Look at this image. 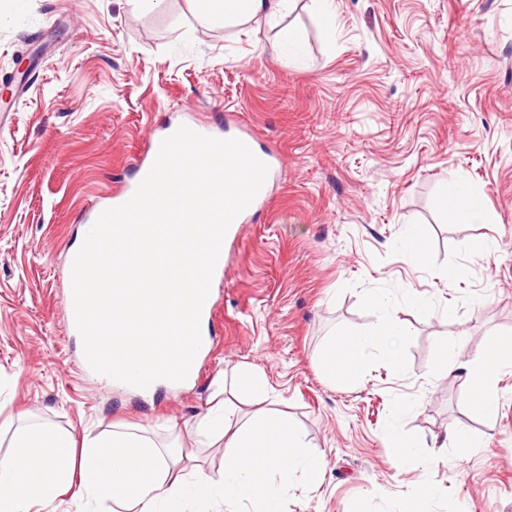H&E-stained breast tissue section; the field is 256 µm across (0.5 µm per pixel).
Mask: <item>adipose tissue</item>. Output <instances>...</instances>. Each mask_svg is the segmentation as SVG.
Segmentation results:
<instances>
[{"label":"adipose tissue","instance_id":"adipose-tissue-1","mask_svg":"<svg viewBox=\"0 0 512 512\" xmlns=\"http://www.w3.org/2000/svg\"><path fill=\"white\" fill-rule=\"evenodd\" d=\"M197 9L225 25H243L262 19L279 23L280 62L304 67L311 48L304 32L283 24L294 0H195ZM449 217L462 221L486 219L482 198L465 183L448 184L436 201ZM365 304L378 311L366 331L334 339L320 355L323 372L352 382L371 352L399 364L395 343L408 335V326L388 314L394 300L368 294ZM464 341L456 337L441 348L436 371L456 375L471 395L472 417L495 414L498 405L497 371L512 365V337L496 336L480 355L459 360L455 354ZM224 440V475L213 480L202 472L173 473L162 449L130 431L88 436L81 452L69 438L51 428L29 425L16 428L8 452L0 454V512H37L38 506L69 494L78 501H112L125 512H183L191 502L202 508L224 503L243 512H282V499L294 477L305 486L321 484L322 460L306 451L303 434L287 418L265 410L245 421L223 403H216L197 426Z\"/></svg>","mask_w":512,"mask_h":512}]
</instances>
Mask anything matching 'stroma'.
I'll return each mask as SVG.
<instances>
[{
  "label": "stroma",
  "mask_w": 512,
  "mask_h": 512,
  "mask_svg": "<svg viewBox=\"0 0 512 512\" xmlns=\"http://www.w3.org/2000/svg\"><path fill=\"white\" fill-rule=\"evenodd\" d=\"M335 2L330 33L296 0L286 21L312 55L294 70L265 21L210 23L187 0L145 12L129 0H0V424L77 441L131 428L193 449L183 468L217 479L224 443L196 426L219 387L238 416L258 411L237 383L256 365L325 462L322 485L293 482L284 512H398L427 484L424 512H512V368L496 414L476 420L459 380L433 367L458 331L470 357L512 336V0ZM230 113L283 167L267 210L224 243L193 381L144 397L87 374L81 339L63 328L69 254L148 140L189 120L220 137ZM455 180L482 195L492 223L436 208ZM406 224L422 264L394 247ZM474 237L498 251L470 259ZM451 267L461 273L449 280ZM410 290L426 309L405 304ZM369 291L398 300L402 364L375 353L355 383L331 380L320 352L376 322ZM406 399L414 410L400 411ZM394 419L427 445L426 463L387 448ZM454 425L479 447H445Z\"/></svg>",
  "instance_id": "stroma-1"
}]
</instances>
